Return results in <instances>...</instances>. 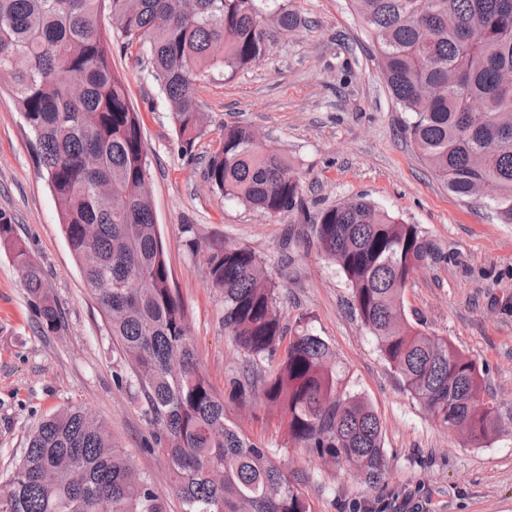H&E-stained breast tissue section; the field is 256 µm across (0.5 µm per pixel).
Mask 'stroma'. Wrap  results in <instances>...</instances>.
Wrapping results in <instances>:
<instances>
[{
	"label": "stroma",
	"instance_id": "35a3bbf8",
	"mask_svg": "<svg viewBox=\"0 0 512 512\" xmlns=\"http://www.w3.org/2000/svg\"><path fill=\"white\" fill-rule=\"evenodd\" d=\"M300 26L271 45L259 65L197 84L207 132L192 156L181 152L149 67L112 40V67L142 119L150 185L172 284L190 314L200 368L218 395L241 364L224 334V295L187 245L224 240L254 250L272 270L286 335L307 326L336 355L347 392L378 414L387 453L382 484L287 444L262 403L229 405L238 429L271 448L298 478L314 512H512V224L444 188L402 132L404 114L380 74L376 44L349 0H284ZM260 132L287 154L308 216L362 196L417 227L442 260L418 269L406 287L408 317L448 337L484 372L485 395L507 422L475 444L440 426L403 387L351 313L350 287L310 240L308 225L271 218L217 194L205 177L225 126ZM33 136L0 78V213L41 267L61 312L44 334L10 254L0 251V483L36 424L72 404L108 425L135 470L181 512L166 454L147 448L152 428L144 395L129 386L130 364L88 291L59 221L54 195L32 150Z\"/></svg>",
	"mask_w": 512,
	"mask_h": 512
}]
</instances>
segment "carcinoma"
I'll return each instance as SVG.
<instances>
[{"label": "carcinoma", "instance_id": "1", "mask_svg": "<svg viewBox=\"0 0 512 512\" xmlns=\"http://www.w3.org/2000/svg\"><path fill=\"white\" fill-rule=\"evenodd\" d=\"M376 41L378 65L406 113L403 133L449 191L512 224V0H349ZM109 5L124 48L150 57L181 151L207 132L198 82L267 55L298 18L280 0H0V75L57 202L70 249L144 392L153 444L167 455L182 512H313L286 469L238 430L199 369L189 313L171 285L158 231L138 112L112 70L100 27ZM205 174L223 197L269 217L312 224L322 257L351 288V307L404 388L440 425L470 441L494 440L499 409L483 399V370L403 306L412 274L441 253L414 224L358 197L308 219L288 159L254 144L249 126L224 127ZM224 294V333L245 360L229 380L245 406L261 396L287 441L360 473L387 471L379 417L346 392L329 345L309 329L290 340L266 379L254 365L283 336L277 283L259 255L232 243L189 240ZM11 254L42 332L61 325L42 269L0 214V250ZM164 512L107 425L75 404L44 418L0 486V512Z\"/></svg>", "mask_w": 512, "mask_h": 512}]
</instances>
